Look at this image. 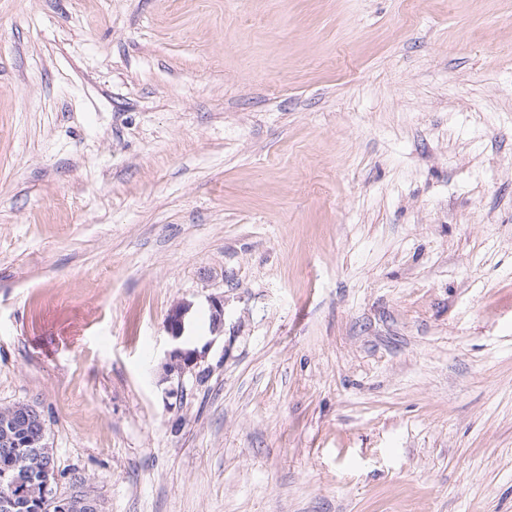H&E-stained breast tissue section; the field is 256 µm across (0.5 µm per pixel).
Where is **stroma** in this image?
Here are the masks:
<instances>
[{"label":"stroma","mask_w":512,"mask_h":512,"mask_svg":"<svg viewBox=\"0 0 512 512\" xmlns=\"http://www.w3.org/2000/svg\"><path fill=\"white\" fill-rule=\"evenodd\" d=\"M15 402L102 512H512V0H0ZM191 308L190 303L181 302L175 305L166 317V330L173 343V348L168 352L167 359L162 365L165 377L169 378L177 374L179 378L186 373H192L199 366V362L205 357L210 344L203 350L191 348L185 343L186 322L185 318Z\"/></svg>","instance_id":"obj_1"}]
</instances>
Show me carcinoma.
Returning a JSON list of instances; mask_svg holds the SVG:
<instances>
[{
  "instance_id": "carcinoma-1",
  "label": "carcinoma",
  "mask_w": 512,
  "mask_h": 512,
  "mask_svg": "<svg viewBox=\"0 0 512 512\" xmlns=\"http://www.w3.org/2000/svg\"><path fill=\"white\" fill-rule=\"evenodd\" d=\"M27 404L0 405V494L16 486L13 512H56L41 475L56 470L46 424L26 410ZM70 512H100L97 496L82 484L69 492Z\"/></svg>"
}]
</instances>
